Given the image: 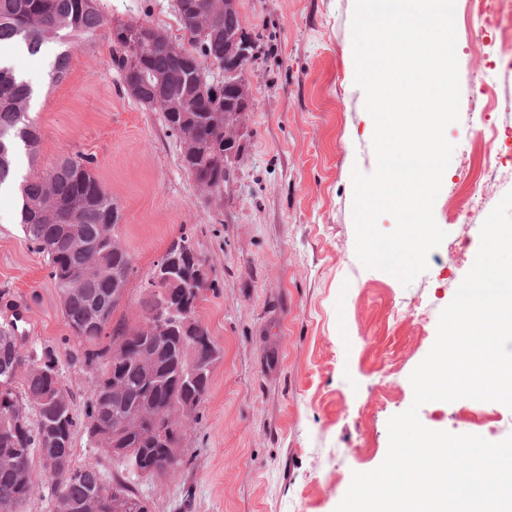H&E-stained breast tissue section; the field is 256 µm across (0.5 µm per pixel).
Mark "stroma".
<instances>
[{
	"mask_svg": "<svg viewBox=\"0 0 512 512\" xmlns=\"http://www.w3.org/2000/svg\"><path fill=\"white\" fill-rule=\"evenodd\" d=\"M105 21H144L173 38L174 0H97ZM356 0H238L255 44L247 81V144L220 202L181 167L161 113L123 90L108 64L107 31L75 41L67 75L48 71L47 44L12 63L38 91L30 106L42 139L19 152L17 173L93 157L94 177L118 202L122 246L135 270L115 318L141 321L142 285L173 239L188 232L211 282L197 311L221 351L208 393L186 421L184 465L172 479L138 481L153 512H335L353 472L377 468L387 422L409 408V377L432 348L441 310L480 247V229L512 190V68L474 71L488 38L456 0L460 119L434 204L443 242L410 285L365 268L355 253L353 171L376 156L365 94L352 66ZM24 349L53 350L83 410L95 368L78 362L44 255L26 240L14 196L0 197V323ZM435 431L491 442L512 435V409L463 398L422 405Z\"/></svg>",
	"mask_w": 512,
	"mask_h": 512,
	"instance_id": "stroma-1",
	"label": "stroma"
}]
</instances>
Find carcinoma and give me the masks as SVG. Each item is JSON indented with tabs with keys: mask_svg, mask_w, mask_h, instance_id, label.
<instances>
[{
	"mask_svg": "<svg viewBox=\"0 0 512 512\" xmlns=\"http://www.w3.org/2000/svg\"><path fill=\"white\" fill-rule=\"evenodd\" d=\"M177 13L188 27V8L202 7L224 18L218 0H179ZM96 0H0V48L22 49L38 54L49 42L65 43L92 37L103 27ZM224 36L184 49L162 42L146 51L143 71L162 74L171 82L160 91V107L167 128H188L194 132L191 151L182 153L181 166L193 180L224 192V126L237 120L235 112H219L223 95L209 86L192 82L189 66L200 60H222ZM69 50L56 55L51 79L60 80L68 71ZM110 64L128 82L141 74L128 69L125 50H112ZM33 89L19 77L11 64L0 63V186L16 178V159L23 149L35 157L41 142L40 130L29 117ZM92 159L66 157L50 170L25 178L21 186L18 220L26 239L47 258L50 277L58 291L64 318L75 337L88 345L84 362L97 367L92 395L84 407V418L74 410L73 395L58 389V367L53 352L23 351L11 323L0 325V405L19 402L25 416L0 430V512H21L35 477V458L64 459L68 470L51 474L59 487L54 512H114V503L132 501L143 508L149 503L136 492V470L152 478L171 477L183 464L180 452V417L187 405L197 409L208 393L211 370L193 373L197 360L213 364L219 350L205 327L195 348L183 342L182 321L177 314L161 335L128 336L130 324L113 320L112 273L134 270L133 258L116 233L119 206L88 169ZM75 224L95 244L98 264L80 287L70 280L78 258L69 250L62 225ZM168 253L185 268L192 266L195 250L185 235L174 240ZM142 318L167 299L177 295L174 288L155 282L144 285ZM111 339H124L129 348L118 361L112 360V346L97 347L106 330ZM119 381L120 389L113 388ZM170 422L172 434L156 441L132 430H113L117 417L138 414L145 406ZM84 426L97 458L73 464V438ZM113 459L120 476L112 482L102 479L98 458Z\"/></svg>",
	"mask_w": 512,
	"mask_h": 512,
	"instance_id": "cac0c4a2",
	"label": "carcinoma"
}]
</instances>
